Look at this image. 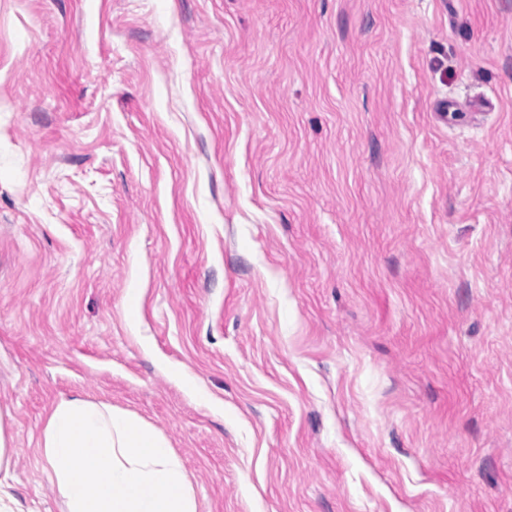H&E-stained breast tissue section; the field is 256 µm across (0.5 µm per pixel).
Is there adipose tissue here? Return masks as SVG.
Instances as JSON below:
<instances>
[{"mask_svg":"<svg viewBox=\"0 0 512 512\" xmlns=\"http://www.w3.org/2000/svg\"><path fill=\"white\" fill-rule=\"evenodd\" d=\"M38 449L64 512H197L193 488L165 436L111 404L60 400Z\"/></svg>","mask_w":512,"mask_h":512,"instance_id":"ef3b65f1","label":"adipose tissue"}]
</instances>
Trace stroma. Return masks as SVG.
Masks as SVG:
<instances>
[{"instance_id": "stroma-1", "label": "stroma", "mask_w": 512, "mask_h": 512, "mask_svg": "<svg viewBox=\"0 0 512 512\" xmlns=\"http://www.w3.org/2000/svg\"><path fill=\"white\" fill-rule=\"evenodd\" d=\"M81 395L199 512H512V0H0V412Z\"/></svg>"}]
</instances>
